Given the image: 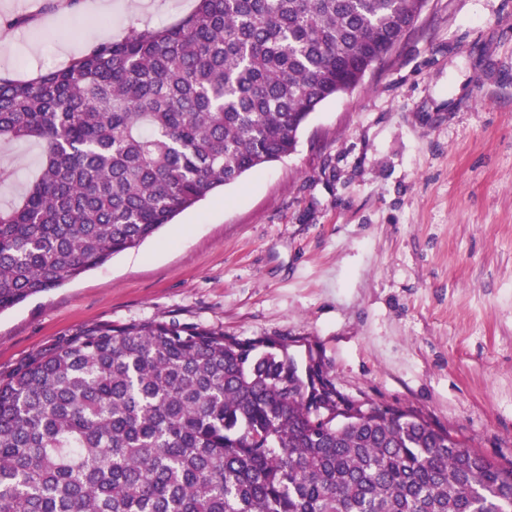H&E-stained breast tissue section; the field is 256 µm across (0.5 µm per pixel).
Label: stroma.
I'll use <instances>...</instances> for the list:
<instances>
[{
    "mask_svg": "<svg viewBox=\"0 0 512 512\" xmlns=\"http://www.w3.org/2000/svg\"><path fill=\"white\" fill-rule=\"evenodd\" d=\"M193 0H82L0 38V76L162 26ZM0 145V208L39 173ZM176 320L286 344L337 394L421 416L512 467V0H428L290 156L139 248L0 314V375L94 324Z\"/></svg>",
    "mask_w": 512,
    "mask_h": 512,
    "instance_id": "obj_1",
    "label": "stroma"
}]
</instances>
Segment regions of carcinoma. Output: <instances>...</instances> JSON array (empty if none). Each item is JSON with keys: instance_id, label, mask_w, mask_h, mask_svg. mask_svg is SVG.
I'll use <instances>...</instances> for the list:
<instances>
[{"instance_id": "cac0c4a2", "label": "carcinoma", "mask_w": 512, "mask_h": 512, "mask_svg": "<svg viewBox=\"0 0 512 512\" xmlns=\"http://www.w3.org/2000/svg\"><path fill=\"white\" fill-rule=\"evenodd\" d=\"M425 4L195 0L35 79L0 77V143L44 145L0 209V313L288 156ZM336 405L275 342L86 326L0 376V512H512V468L401 411L336 425L320 412Z\"/></svg>"}]
</instances>
